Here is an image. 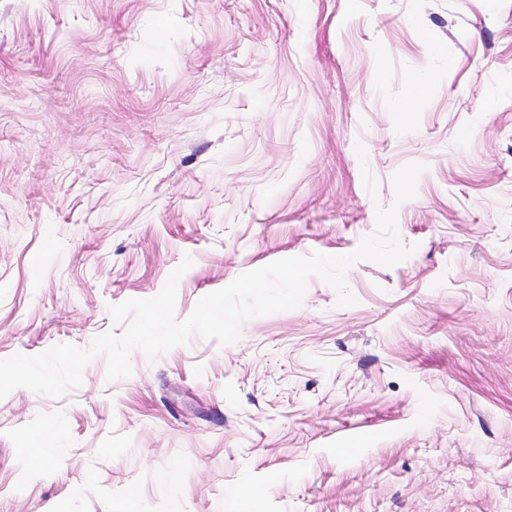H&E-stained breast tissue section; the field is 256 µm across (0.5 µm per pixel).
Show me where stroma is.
<instances>
[{
    "label": "stroma",
    "instance_id": "1",
    "mask_svg": "<svg viewBox=\"0 0 512 512\" xmlns=\"http://www.w3.org/2000/svg\"><path fill=\"white\" fill-rule=\"evenodd\" d=\"M380 205L414 253L355 305L313 277L233 344L1 399L0 512H512V0H0V359L123 333L188 256L185 320Z\"/></svg>",
    "mask_w": 512,
    "mask_h": 512
}]
</instances>
